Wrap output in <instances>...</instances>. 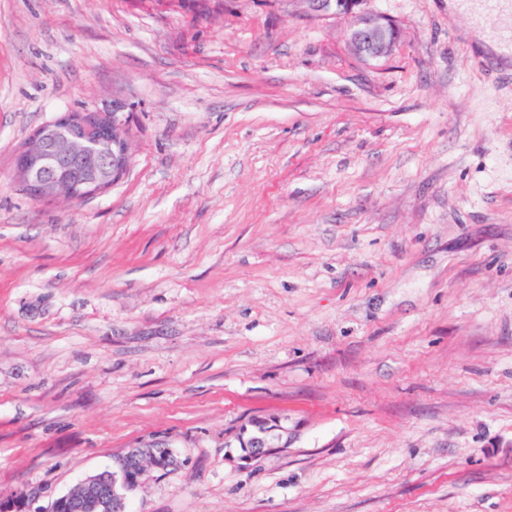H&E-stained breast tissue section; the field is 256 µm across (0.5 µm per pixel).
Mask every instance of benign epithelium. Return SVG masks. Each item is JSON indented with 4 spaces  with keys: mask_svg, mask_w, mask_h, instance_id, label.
<instances>
[{
    "mask_svg": "<svg viewBox=\"0 0 512 512\" xmlns=\"http://www.w3.org/2000/svg\"><path fill=\"white\" fill-rule=\"evenodd\" d=\"M316 10L353 18L349 46L364 61L388 57L397 45L399 28L382 14L362 7L365 0H309ZM119 108L112 116L99 112H68L37 129L28 139L21 155L26 163L15 170V176L27 194L36 201L81 200L101 193L116 183L126 172L130 147ZM81 160L83 178L72 183L58 174L59 163ZM112 472L107 470L83 481L87 486L80 498L66 494L56 499L50 512H58L67 502L79 505L80 512H126L125 496L112 490Z\"/></svg>",
    "mask_w": 512,
    "mask_h": 512,
    "instance_id": "7a95c632",
    "label": "benign epithelium"
}]
</instances>
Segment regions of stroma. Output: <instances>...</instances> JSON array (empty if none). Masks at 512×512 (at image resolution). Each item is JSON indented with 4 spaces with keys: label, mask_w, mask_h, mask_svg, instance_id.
<instances>
[{
    "label": "stroma",
    "mask_w": 512,
    "mask_h": 512,
    "mask_svg": "<svg viewBox=\"0 0 512 512\" xmlns=\"http://www.w3.org/2000/svg\"><path fill=\"white\" fill-rule=\"evenodd\" d=\"M370 6L368 63L310 0H0L1 501L158 444L128 512H512V73ZM116 106L125 175L31 199L32 133Z\"/></svg>",
    "instance_id": "obj_1"
}]
</instances>
